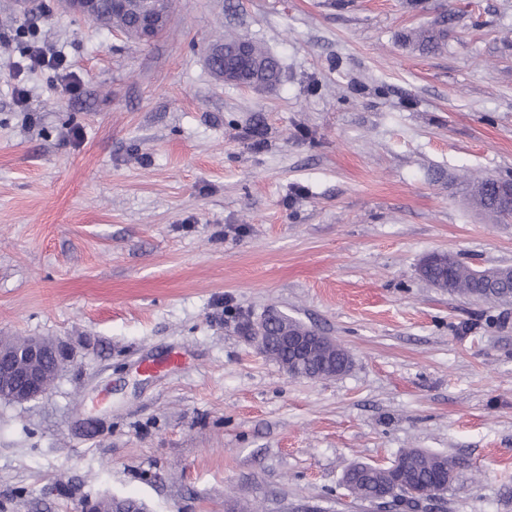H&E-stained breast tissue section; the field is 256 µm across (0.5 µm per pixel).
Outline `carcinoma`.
I'll list each match as a JSON object with an SVG mask.
<instances>
[{"mask_svg":"<svg viewBox=\"0 0 512 512\" xmlns=\"http://www.w3.org/2000/svg\"><path fill=\"white\" fill-rule=\"evenodd\" d=\"M176 7V0H93L89 20L96 26L116 30L130 39H140L141 22L146 14H156L160 23L154 36L166 29ZM447 19L440 18L431 24L419 27L409 35V42L422 52H435L446 45ZM253 60L261 66L256 79L260 84L272 86L281 75L279 60L260 42L247 40ZM469 198L472 205L481 213L495 221H503L512 215L501 207L489 180L482 178L473 183ZM449 276H443L440 269L434 268L426 274V279L435 287L479 301L507 303L512 301V269L499 267L477 271L463 262H451ZM336 362L324 369L329 378L340 376L351 368V359L345 357L341 346L327 345ZM395 466L356 463L359 470L348 476L353 484L352 496L361 502L374 503L378 490L391 486L390 501L387 507L393 512H412L421 502L431 501L448 491L457 478L458 463L445 455L411 448L403 451L395 460Z\"/></svg>","mask_w":512,"mask_h":512,"instance_id":"carcinoma-1","label":"carcinoma"}]
</instances>
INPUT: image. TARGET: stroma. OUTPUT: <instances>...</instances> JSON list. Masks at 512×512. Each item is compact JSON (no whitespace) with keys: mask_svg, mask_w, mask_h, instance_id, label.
Wrapping results in <instances>:
<instances>
[{"mask_svg":"<svg viewBox=\"0 0 512 512\" xmlns=\"http://www.w3.org/2000/svg\"><path fill=\"white\" fill-rule=\"evenodd\" d=\"M32 2L0 0V337L70 358L45 396L0 401V512H377L343 474L407 448L459 464L431 512H512V303L418 271L512 267V223L467 193L512 180V0H179L148 44ZM443 13L442 52L405 43ZM224 33L267 46L279 83L217 81ZM40 43L79 91L13 78ZM272 309L350 371L290 377L245 332Z\"/></svg>","mask_w":512,"mask_h":512,"instance_id":"stroma-1","label":"stroma"}]
</instances>
